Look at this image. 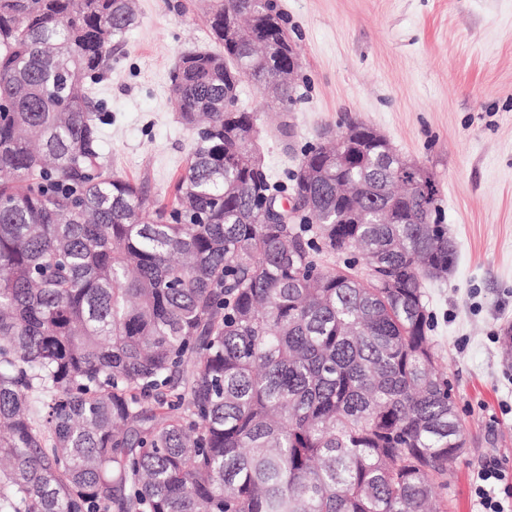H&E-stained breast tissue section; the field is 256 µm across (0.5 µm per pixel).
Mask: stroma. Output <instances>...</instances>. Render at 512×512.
I'll list each match as a JSON object with an SVG mask.
<instances>
[{"label": "stroma", "mask_w": 512, "mask_h": 512, "mask_svg": "<svg viewBox=\"0 0 512 512\" xmlns=\"http://www.w3.org/2000/svg\"><path fill=\"white\" fill-rule=\"evenodd\" d=\"M298 42L301 101L258 111L274 179L302 149L346 120L383 134L432 169L458 260L429 283L431 332L453 386L467 443L448 475L449 512H476L472 487L495 460L512 477V0H280ZM137 23L94 87L112 114L102 151L113 172L170 196L195 131L178 119L170 72L182 53L212 50L204 0H136ZM288 132H281V122Z\"/></svg>", "instance_id": "35a3bbf8"}]
</instances>
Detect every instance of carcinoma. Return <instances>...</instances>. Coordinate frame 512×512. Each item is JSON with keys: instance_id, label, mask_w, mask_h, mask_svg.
<instances>
[{"instance_id": "carcinoma-1", "label": "carcinoma", "mask_w": 512, "mask_h": 512, "mask_svg": "<svg viewBox=\"0 0 512 512\" xmlns=\"http://www.w3.org/2000/svg\"><path fill=\"white\" fill-rule=\"evenodd\" d=\"M228 14L283 16L211 0L222 49L170 75L196 138L167 202L102 161L112 113L85 88L133 0H0V512H444L466 430L425 303L457 260L440 182L393 179L354 121L341 174L303 150L313 203L272 181L224 136L256 121L224 111L249 59Z\"/></svg>"}]
</instances>
